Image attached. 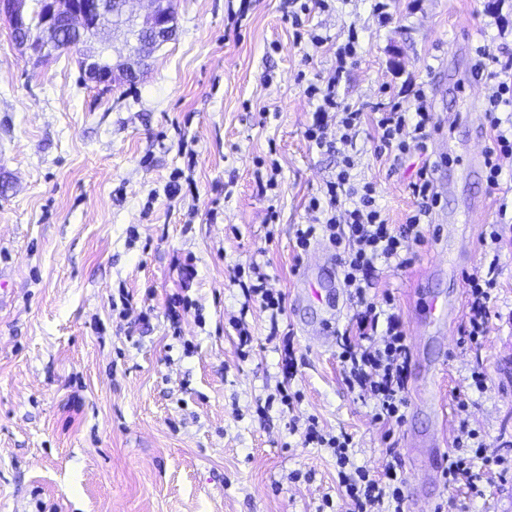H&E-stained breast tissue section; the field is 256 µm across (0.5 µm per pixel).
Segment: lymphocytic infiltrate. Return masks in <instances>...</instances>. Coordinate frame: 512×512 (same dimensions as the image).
<instances>
[{
    "mask_svg": "<svg viewBox=\"0 0 512 512\" xmlns=\"http://www.w3.org/2000/svg\"><path fill=\"white\" fill-rule=\"evenodd\" d=\"M357 55L358 37L352 33L344 44L337 46L336 68L326 84H311L305 90L309 98L318 102L313 121L305 131L307 140L316 148H323L327 143L326 130L331 116L339 118V140L343 143L347 142L350 131L362 123V108L351 105L338 94L343 73ZM475 55L477 75L493 84L485 110L490 117L495 146L485 152L484 164L487 183L494 188L499 184L504 160L512 158V58L500 60L489 44L477 46ZM373 113L379 151L426 154L428 130L435 127L436 122L424 90H417L414 103L393 101L374 107ZM353 166L351 158H344L342 168L334 180L326 183L322 196L310 198L309 209L320 212L322 219L298 228L296 243L305 250L314 238L323 236L332 247L342 251L341 273L349 289V299L357 309L356 337L344 339L339 354L345 382L350 390L372 400L374 421L391 428L400 425L405 418L411 353L398 317L384 310L385 305L391 304V297H384L378 303L370 294L376 286L373 274L380 264L396 269L410 264V253L415 245L424 242L425 226L439 205L440 196L434 189L433 167L422 163L409 183L417 200L415 213L408 216L404 224H390L377 203L375 184H352ZM248 269L252 277L241 286L246 302L259 304L274 318L283 314L285 297L267 288V275L261 265L252 262ZM494 283L490 274L468 279L470 297L462 334L470 342H477L487 331L489 289ZM379 332L384 339L378 343L374 337ZM304 430L307 442L332 449L342 472L340 480L345 488L348 512H405V485L398 465L386 464L377 475L360 467L353 468V475H346V468H351V437L345 433L325 432L312 416L307 417ZM494 465L501 474L512 473V448L491 453L480 442L471 447L469 457H452L444 477L448 485L462 483L473 487Z\"/></svg>",
    "mask_w": 512,
    "mask_h": 512,
    "instance_id": "lymphocytic-infiltrate-1",
    "label": "lymphocytic infiltrate"
}]
</instances>
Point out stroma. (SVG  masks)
Here are the masks:
<instances>
[{"label":"stroma","mask_w":512,"mask_h":512,"mask_svg":"<svg viewBox=\"0 0 512 512\" xmlns=\"http://www.w3.org/2000/svg\"><path fill=\"white\" fill-rule=\"evenodd\" d=\"M386 2L387 23L375 0H332L296 26L288 0H174L175 36L135 83L111 91L83 79L76 51L33 63L0 18V512H336V458L290 430L282 390L300 393V417L351 435V458L370 473L396 449L419 495L407 512H512V477L492 472L473 490L424 485L407 455L409 437L435 431L413 407L432 371L450 404L467 402L488 450L512 448V161L495 189L468 167L491 145L475 48L499 40L512 57V0ZM501 24L509 37L499 38ZM352 30L358 57L340 96L374 105L425 89L438 118L428 154L437 178L457 185L435 210L449 217L451 239L437 245L430 225L411 265L379 278L412 351L409 405L389 434L338 360L355 307L344 306L322 345L305 333L319 305L291 297L302 265L340 271L327 241L302 253L295 233L314 223L308 200L335 179L342 155L356 163L355 182L375 183L389 223H405L415 205L417 156L377 155L370 124L341 154L305 137L316 103L304 91L330 75ZM274 160L277 186L261 191ZM186 168L193 189L166 196L170 174ZM491 224L502 235L494 255L481 243ZM186 259L189 280L178 267ZM253 259L287 297L278 320L243 308L231 281ZM492 263L483 340L424 334L420 297L467 308L466 276ZM123 291L133 301L121 318L111 302ZM177 295L193 306L175 329L166 306ZM239 316L246 347L232 326Z\"/></svg>","instance_id":"35a3bbf8"}]
</instances>
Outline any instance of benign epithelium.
<instances>
[{
    "instance_id": "benign-epithelium-1",
    "label": "benign epithelium",
    "mask_w": 512,
    "mask_h": 512,
    "mask_svg": "<svg viewBox=\"0 0 512 512\" xmlns=\"http://www.w3.org/2000/svg\"><path fill=\"white\" fill-rule=\"evenodd\" d=\"M105 0H41V24L44 40L33 46L24 37L27 18L21 14L20 0H0V13L13 20L12 34L21 48L29 52L36 63H43L54 50L62 33L81 36L83 52L80 70L84 79L106 89L112 88L119 77L136 74L127 62H112L109 45L101 36L122 31L103 17ZM147 12L139 17L128 9V0H119V13L124 26L129 28L133 38L146 36L152 46L169 41L176 30L175 11L166 8L167 0H148Z\"/></svg>"
}]
</instances>
